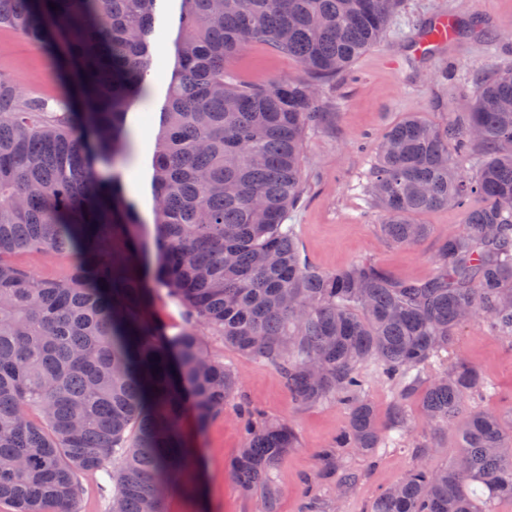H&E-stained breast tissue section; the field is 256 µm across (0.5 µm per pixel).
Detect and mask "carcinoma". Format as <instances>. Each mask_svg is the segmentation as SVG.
I'll return each mask as SVG.
<instances>
[{
    "label": "carcinoma",
    "instance_id": "1",
    "mask_svg": "<svg viewBox=\"0 0 512 512\" xmlns=\"http://www.w3.org/2000/svg\"><path fill=\"white\" fill-rule=\"evenodd\" d=\"M177 2L173 68L150 160L153 246L126 190L128 115L150 111L153 51ZM401 0H0L10 30L58 60L51 101L0 74V501L16 512H81L79 476L112 488L110 512H165L171 487L196 491L183 419L203 429L238 392L206 337L279 370L302 406L348 407L334 447L369 455L403 436L402 399L421 391L429 427L459 424L451 466L409 470L371 512H489L512 502V430L470 400L491 386L458 355L425 381L462 323L512 341V68L480 80L443 128L412 115L378 145L368 186L386 240L414 246V217L454 205L435 272L397 280L372 262L312 266L288 219L300 202L305 132L324 117L315 81L373 46ZM56 8H51V5ZM296 59L308 80L255 84L229 60L252 45ZM483 159L466 169L474 152ZM482 199L478 208L467 199ZM68 261L40 279L15 258ZM163 290L184 316L172 334ZM401 391L381 434L361 367ZM232 475L279 512L273 471L293 427L241 403ZM153 307L154 310L169 324L172 333L179 330V327L182 324V318L173 306H168L165 291L159 290L154 295Z\"/></svg>",
    "mask_w": 512,
    "mask_h": 512
}]
</instances>
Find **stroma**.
I'll use <instances>...</instances> for the list:
<instances>
[{"instance_id":"obj_1","label":"stroma","mask_w":512,"mask_h":512,"mask_svg":"<svg viewBox=\"0 0 512 512\" xmlns=\"http://www.w3.org/2000/svg\"><path fill=\"white\" fill-rule=\"evenodd\" d=\"M442 15L455 19V37L428 53H417L422 28ZM229 66L242 79L257 84L307 77L294 58L262 46L249 48L230 60ZM509 67L512 0H402L381 40L349 69L317 87L327 116L305 134L306 192L291 218L303 256L325 272L370 261L397 278L431 276L440 239L461 231L463 214L452 206L426 212L418 221L430 225L431 234L420 245L387 243L380 228V209L367 192L378 141L388 128L411 115L436 127L446 126L461 112L478 78ZM0 73L14 77L23 89L48 97L62 88L55 60L37 45L5 31H0ZM131 126L138 157L127 189L148 212L153 201L145 173L158 121L136 114ZM207 345L212 355L238 374L246 402L271 418L288 421L297 432L298 446L289 449L274 472L282 491L279 512H370L374 499L415 464L416 443H434V451L425 459L428 467L449 465L457 457L456 426L431 432L419 425L400 443L383 446L369 456L342 449L336 473L324 474L320 455L345 426L347 408L335 401L299 405L276 368L241 355L222 337H208ZM455 347L493 385L492 391L475 396L474 409L494 411L511 422L512 342L493 334L486 323L471 320L458 329ZM362 375L378 425L387 427L399 391L374 363L364 364ZM235 407V402H228L223 414L201 432L193 418H185L186 432L202 458V489L197 495L170 489L166 512H259L258 494L245 493L230 470L242 444ZM346 472L355 474L356 480L340 497L336 481Z\"/></svg>"}]
</instances>
